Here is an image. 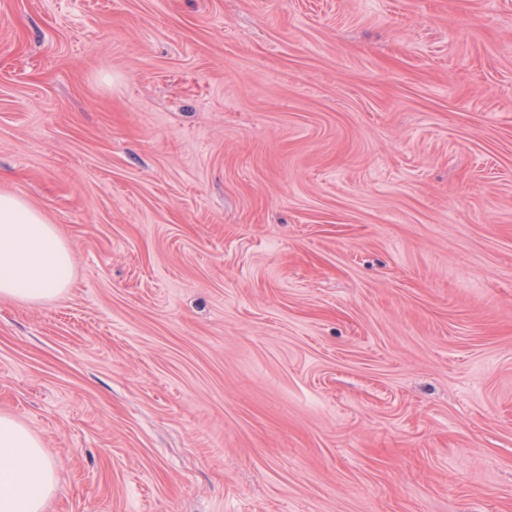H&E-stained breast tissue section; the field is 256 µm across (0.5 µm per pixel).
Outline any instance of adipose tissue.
I'll use <instances>...</instances> for the list:
<instances>
[{"instance_id":"ef3b65f1","label":"adipose tissue","mask_w":512,"mask_h":512,"mask_svg":"<svg viewBox=\"0 0 512 512\" xmlns=\"http://www.w3.org/2000/svg\"><path fill=\"white\" fill-rule=\"evenodd\" d=\"M70 251L54 225L20 198L0 194V296L53 298L71 281ZM59 475L43 442L0 414V512H44Z\"/></svg>"}]
</instances>
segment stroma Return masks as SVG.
Segmentation results:
<instances>
[{
  "mask_svg": "<svg viewBox=\"0 0 512 512\" xmlns=\"http://www.w3.org/2000/svg\"><path fill=\"white\" fill-rule=\"evenodd\" d=\"M0 193L45 512H512V0H0ZM73 262L57 228L20 198L0 194V296L53 298L71 281Z\"/></svg>",
  "mask_w": 512,
  "mask_h": 512,
  "instance_id": "35a3bbf8",
  "label": "stroma"
}]
</instances>
